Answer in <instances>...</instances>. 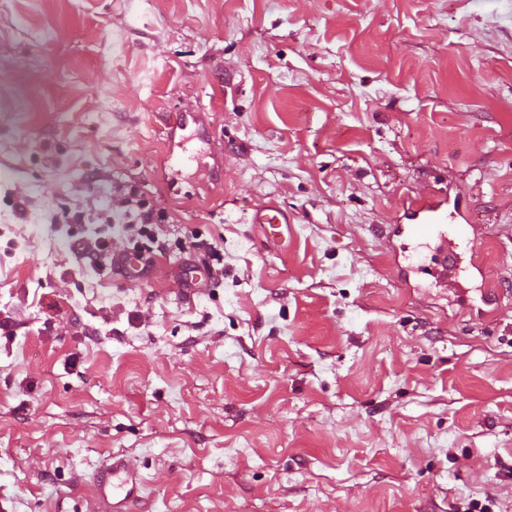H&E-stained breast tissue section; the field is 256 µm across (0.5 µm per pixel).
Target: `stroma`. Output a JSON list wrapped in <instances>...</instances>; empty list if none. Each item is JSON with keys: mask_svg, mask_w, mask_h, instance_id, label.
<instances>
[{"mask_svg": "<svg viewBox=\"0 0 512 512\" xmlns=\"http://www.w3.org/2000/svg\"><path fill=\"white\" fill-rule=\"evenodd\" d=\"M501 3L0 0V512H95L113 456L135 512H512ZM127 185L167 251L78 271L137 251ZM429 192L478 247L447 279L386 234ZM253 223L264 224L268 239L286 242L283 226L288 225V214L280 207L272 204L258 207ZM72 254L79 268L95 270L97 268L122 267L120 258L112 253L109 240L100 234L84 236L72 242Z\"/></svg>", "mask_w": 512, "mask_h": 512, "instance_id": "obj_1", "label": "stroma"}]
</instances>
